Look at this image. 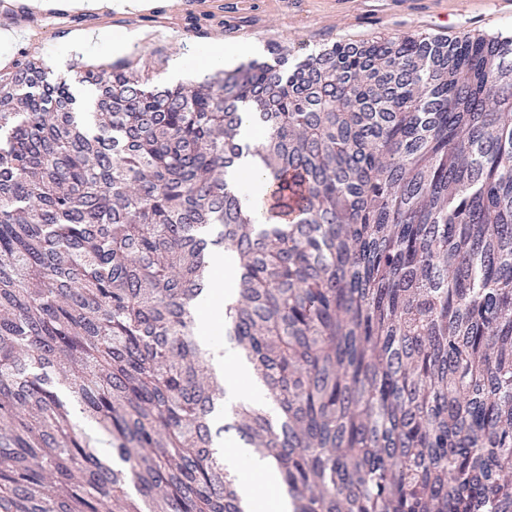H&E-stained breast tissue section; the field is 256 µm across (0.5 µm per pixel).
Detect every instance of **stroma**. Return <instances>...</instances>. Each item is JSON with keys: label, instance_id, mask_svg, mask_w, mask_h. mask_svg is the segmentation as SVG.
<instances>
[{"label": "stroma", "instance_id": "35a3bbf8", "mask_svg": "<svg viewBox=\"0 0 512 512\" xmlns=\"http://www.w3.org/2000/svg\"><path fill=\"white\" fill-rule=\"evenodd\" d=\"M190 12L157 0L155 9L140 14L72 12L65 8L41 12L28 7L5 11L0 6V29L14 28L22 36L9 49L11 60L22 53L44 57L54 74L69 77L72 55L69 36L77 29L125 31L135 34L132 52L143 69L161 84L187 82L193 70L177 68L180 57L200 55L204 45L258 47L266 57L271 42L287 45L292 55L304 57L335 42H372L406 35H442L446 40L464 36H512V12H498L495 0H469L458 13L456 0H193Z\"/></svg>", "mask_w": 512, "mask_h": 512}]
</instances>
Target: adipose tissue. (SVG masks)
Instances as JSON below:
<instances>
[{
    "label": "adipose tissue",
    "instance_id": "adipose-tissue-1",
    "mask_svg": "<svg viewBox=\"0 0 512 512\" xmlns=\"http://www.w3.org/2000/svg\"><path fill=\"white\" fill-rule=\"evenodd\" d=\"M226 181L229 188L239 194L244 208L260 207L266 179L259 157L242 156L228 171ZM211 263L215 275L206 295L199 301L207 310L199 326V339L206 345L212 368L224 377V405L229 408L245 401L263 407L270 416H277L278 408L268 402L262 386L253 379L237 348L222 338L224 312L219 305L234 299L232 274L237 266L236 258L232 252L220 249L214 253ZM220 454L225 465L241 475L239 493L247 512H292L281 471L273 458L254 455L239 443L226 445Z\"/></svg>",
    "mask_w": 512,
    "mask_h": 512
}]
</instances>
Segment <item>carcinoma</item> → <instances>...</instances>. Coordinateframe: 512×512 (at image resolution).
I'll list each match as a JSON object with an SVG mask.
<instances>
[{"instance_id":"obj_1","label":"carcinoma","mask_w":512,"mask_h":512,"mask_svg":"<svg viewBox=\"0 0 512 512\" xmlns=\"http://www.w3.org/2000/svg\"><path fill=\"white\" fill-rule=\"evenodd\" d=\"M453 45L271 42L175 86L0 71V512H244L226 432L293 512H512V37ZM244 106L263 224L225 180ZM220 248L276 420L213 418L193 301Z\"/></svg>"}]
</instances>
